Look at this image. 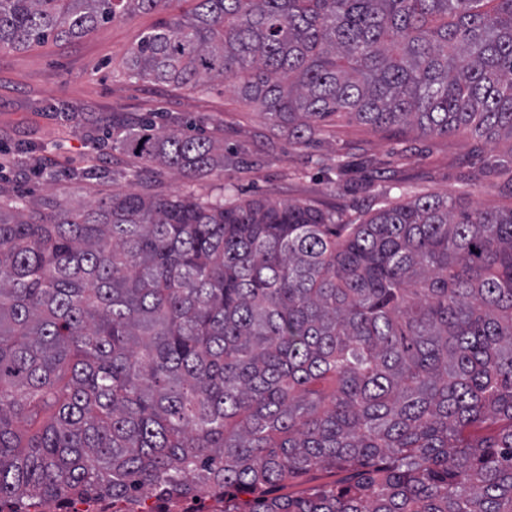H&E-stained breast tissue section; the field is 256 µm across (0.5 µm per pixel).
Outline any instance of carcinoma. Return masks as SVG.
Segmentation results:
<instances>
[{"instance_id": "1", "label": "carcinoma", "mask_w": 512, "mask_h": 512, "mask_svg": "<svg viewBox=\"0 0 512 512\" xmlns=\"http://www.w3.org/2000/svg\"><path fill=\"white\" fill-rule=\"evenodd\" d=\"M176 0H0V49ZM124 75L222 80L304 144L338 114L512 143V0H190ZM185 178L224 135L112 121ZM347 473L307 496L271 488ZM224 512H512V207L360 224L307 202L107 194L0 204V506L80 490ZM153 501L156 505L155 510L158 512H222L224 509L223 503H217L212 500V504L205 506L204 504H198L195 499H175L171 501ZM198 504V505H197Z\"/></svg>"}]
</instances>
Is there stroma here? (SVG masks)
Segmentation results:
<instances>
[{"label":"stroma","instance_id":"stroma-1","mask_svg":"<svg viewBox=\"0 0 512 512\" xmlns=\"http://www.w3.org/2000/svg\"><path fill=\"white\" fill-rule=\"evenodd\" d=\"M162 18L142 11L73 41L0 50V200L26 193L39 169L46 177L43 195L92 202L111 192L189 191L202 198L220 194L228 203L263 195L310 202L350 224L387 199L447 194L489 210L512 206L500 191L507 174L491 166L511 148L504 142L492 146L466 130L427 137L381 131L341 116L308 143L292 145L287 128L221 82L189 88L124 78L129 50ZM57 103L73 105L74 113L54 112ZM152 112L223 128V168L188 180L145 167L107 142L113 118L135 121Z\"/></svg>","mask_w":512,"mask_h":512}]
</instances>
